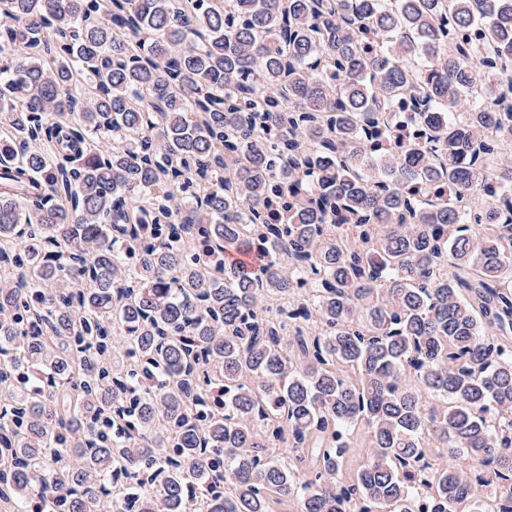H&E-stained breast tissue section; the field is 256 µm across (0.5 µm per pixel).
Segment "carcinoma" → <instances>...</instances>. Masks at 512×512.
<instances>
[{
	"label": "carcinoma",
	"mask_w": 512,
	"mask_h": 512,
	"mask_svg": "<svg viewBox=\"0 0 512 512\" xmlns=\"http://www.w3.org/2000/svg\"><path fill=\"white\" fill-rule=\"evenodd\" d=\"M104 498L512 512V0H0V512Z\"/></svg>",
	"instance_id": "1"
}]
</instances>
